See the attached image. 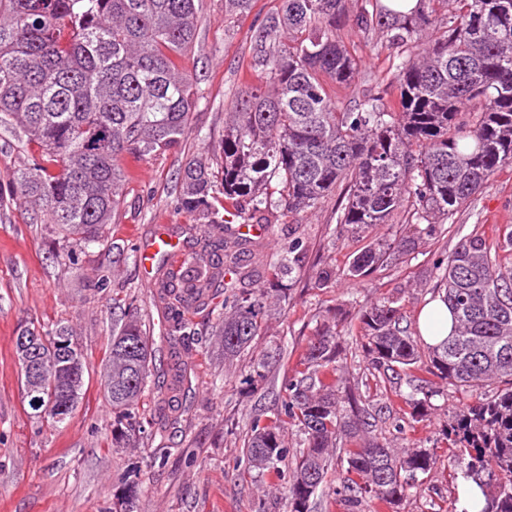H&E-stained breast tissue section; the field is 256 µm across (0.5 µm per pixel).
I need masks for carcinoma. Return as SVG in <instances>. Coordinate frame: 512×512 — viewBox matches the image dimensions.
<instances>
[{
  "instance_id": "carcinoma-1",
  "label": "carcinoma",
  "mask_w": 512,
  "mask_h": 512,
  "mask_svg": "<svg viewBox=\"0 0 512 512\" xmlns=\"http://www.w3.org/2000/svg\"><path fill=\"white\" fill-rule=\"evenodd\" d=\"M283 0L252 35L250 67L261 77L231 100L224 118L220 161L192 158L178 172V208L208 230L224 229L219 198L239 215L269 229L272 210L288 214L318 207L341 191L336 223L360 229L395 220L418 224L472 204L495 174L512 165V0ZM198 23L195 0H0V126L23 129L22 146H37L13 177V192L47 225L68 259L74 249L101 245L123 193L120 160L176 148L189 133L200 99L197 82L180 61L192 48ZM355 27L376 35L372 51L387 53L399 108L367 90L343 104L332 87L351 88L359 58L342 41ZM299 239L279 252L259 239H196L194 266L177 286L157 267L155 297L167 312L172 390L186 377L182 355L203 342L185 318L195 303L214 315L211 336L231 361L249 350L268 308L288 303L296 282ZM268 270V287L245 293L231 285L212 305L224 271L243 270L247 253ZM387 260L370 245L347 275L369 276ZM442 300L454 319L438 346L404 324L396 300L358 310L361 345L371 369L409 407L395 421L402 433L428 416L435 384L478 391L502 386L491 399L466 403L442 433L461 461V477L480 489V512H512V226L490 243L482 233L460 240L433 263ZM341 319L317 326L304 347L302 369L283 376L280 408L251 417L245 457L250 468L282 477L279 464L294 457L280 487L289 512H310L327 483L338 438L349 447L335 501L344 512H382L418 489L417 473L438 463L427 448L396 449L373 436L391 404L342 393L336 379ZM46 364L39 385L47 419L64 425L78 408L88 373L84 353L56 355L58 323L35 330ZM151 348L132 315L112 328L103 367L112 406V447L133 448L153 435L140 415L148 389ZM422 398H417V395ZM289 426L304 435L291 453ZM129 472L118 509L138 490Z\"/></svg>"
}]
</instances>
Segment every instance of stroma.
<instances>
[{"label": "stroma", "instance_id": "stroma-1", "mask_svg": "<svg viewBox=\"0 0 512 512\" xmlns=\"http://www.w3.org/2000/svg\"><path fill=\"white\" fill-rule=\"evenodd\" d=\"M280 4L253 0L249 13L228 19L224 0H199L195 45L181 60L203 92L191 130L179 149L121 159L127 179L119 213L107 227L108 244L83 250L77 262L58 256L44 226L13 196V175L26 157L15 135L0 129V512H110L134 465L141 470V493L131 504L132 512H288L287 501L275 493L271 480L242 479L241 441L226 433L225 419L244 426L254 409L268 413L276 407L284 370L295 369L326 311L340 310L351 322L361 306L394 297L408 321H415L437 293L430 274L433 260L470 233L493 239L503 226L512 225V166L499 172L475 205L435 226L396 222L358 235L337 225L332 198L315 210L278 216L265 240L283 244L296 238L303 245L289 305L272 312L249 352L233 365H225L215 347L187 355V377L180 391H172L167 313L154 302L150 288L156 267L141 265L135 249L158 237L183 243L203 235L196 218L177 205V173L186 158L207 157L204 137L220 141L231 98L257 84L250 70L251 36L257 21ZM341 37L360 58L358 88L382 89L386 57L371 54L367 34L357 29L345 28ZM375 240L392 245L409 240L414 250L392 254L364 279H346L343 271L349 262ZM322 263L335 267L338 275L331 287L318 289L313 282ZM126 313L137 316L152 337L145 415L158 434L138 447L116 448L100 372L112 325ZM61 321L73 327L89 374L75 414L58 429L35 417L29 406L14 339L27 324L49 327ZM341 346L344 384L375 399L369 365L355 335L342 336ZM269 351L276 352L277 361L265 381L245 384L254 359ZM469 400V394L448 388L433 397L434 410L426 420L401 434L389 420L381 435L397 448H434L452 413ZM418 483L417 492L396 512H450L456 504L458 483L449 477L447 466L437 465L419 476Z\"/></svg>", "mask_w": 512, "mask_h": 512}]
</instances>
